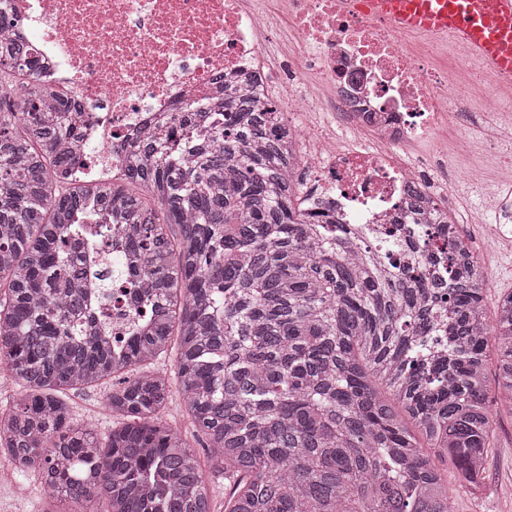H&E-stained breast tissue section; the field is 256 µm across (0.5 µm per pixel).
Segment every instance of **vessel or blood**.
<instances>
[{"label": "vessel or blood", "instance_id": "vessel-or-blood-1", "mask_svg": "<svg viewBox=\"0 0 512 512\" xmlns=\"http://www.w3.org/2000/svg\"><path fill=\"white\" fill-rule=\"evenodd\" d=\"M370 16L468 46L495 81L512 87V0H362Z\"/></svg>", "mask_w": 512, "mask_h": 512}]
</instances>
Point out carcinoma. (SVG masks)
<instances>
[{
  "label": "carcinoma",
  "instance_id": "carcinoma-1",
  "mask_svg": "<svg viewBox=\"0 0 512 512\" xmlns=\"http://www.w3.org/2000/svg\"><path fill=\"white\" fill-rule=\"evenodd\" d=\"M0 457L39 475L61 512H213L198 452L161 412L178 385L224 512H451V460L478 488L493 433L486 376L512 415V291L486 278L458 225L362 239L315 223L300 147L278 110L233 96L123 144L126 166L79 183L65 142L79 105L0 34ZM124 232L114 299L143 317L109 338L78 244ZM177 337V373L145 370ZM112 381L107 435L63 395Z\"/></svg>",
  "mask_w": 512,
  "mask_h": 512
}]
</instances>
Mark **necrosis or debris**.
I'll return each mask as SVG.
<instances>
[{
	"instance_id": "obj_1",
	"label": "necrosis or debris",
	"mask_w": 512,
	"mask_h": 512,
	"mask_svg": "<svg viewBox=\"0 0 512 512\" xmlns=\"http://www.w3.org/2000/svg\"><path fill=\"white\" fill-rule=\"evenodd\" d=\"M301 48L288 57L285 93L275 104L304 150L313 197L332 202L347 224L380 232L415 222L407 189L445 207L448 184L426 160L404 155L432 143L447 160L457 142L445 126L498 115L502 90L491 77L460 87L433 60L439 41L416 51L403 29L375 21L348 0H279ZM13 37L31 46L53 83L78 101L84 124L74 151L78 177L104 180L119 168L121 144L181 110L215 111L225 85L249 89L272 26L242 0H0ZM328 83L332 96L307 98L305 85ZM303 112H332L340 128L365 132L372 146L334 148L329 132L304 129Z\"/></svg>"
}]
</instances>
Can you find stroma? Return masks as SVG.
<instances>
[{"mask_svg": "<svg viewBox=\"0 0 512 512\" xmlns=\"http://www.w3.org/2000/svg\"><path fill=\"white\" fill-rule=\"evenodd\" d=\"M259 3L274 16L277 24V34L262 59L265 71L274 76L283 68L285 54L295 48L296 41L287 17L279 12L278 0H259ZM511 121L512 97L503 100L495 122L481 120L460 129H449V137H464L467 149L463 159H449V167L461 162L476 165L502 192L512 193V147L498 149L491 144L493 127L503 128ZM448 196L462 231L477 235L483 225L493 222L495 206L477 185L450 182ZM481 268L487 280L486 301L495 303L500 293L512 290V241L485 255ZM107 391V385L103 384L68 392L66 401L74 422L94 425L102 433L110 429L113 418L104 404ZM38 485L36 472L20 474L0 460V512H51L52 506L41 498ZM452 507L454 512H512V415L503 413L495 418L480 488L457 487Z\"/></svg>", "mask_w": 512, "mask_h": 512, "instance_id": "35a3bbf8", "label": "stroma"}]
</instances>
